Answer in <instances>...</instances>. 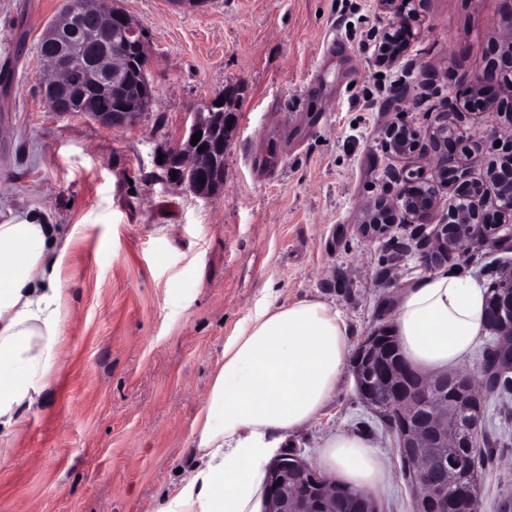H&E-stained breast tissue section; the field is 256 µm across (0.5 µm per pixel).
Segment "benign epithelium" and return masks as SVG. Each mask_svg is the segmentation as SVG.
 Segmentation results:
<instances>
[{"instance_id": "obj_1", "label": "benign epithelium", "mask_w": 512, "mask_h": 512, "mask_svg": "<svg viewBox=\"0 0 512 512\" xmlns=\"http://www.w3.org/2000/svg\"><path fill=\"white\" fill-rule=\"evenodd\" d=\"M425 0H378L379 9L393 14L395 21L384 32L378 53V63L382 66L396 64L410 42L418 35L421 6ZM500 16L507 33L496 43L483 50L479 56L474 81L464 92V98L448 105V111L437 115L436 124L429 133V142L434 156L439 161L438 178L426 182L430 191L412 201L407 200V189L422 182L418 176H409L399 189L396 202L390 203L383 197L370 202L362 211L360 233L367 238L383 236L393 224H415L419 227L431 220L438 204L442 189L451 188L456 203L448 207V212L432 235L420 236L416 248L425 268L435 270L454 254L464 252L472 241L458 234L460 224H478L485 227L482 241L495 238L498 244L503 238L496 236L501 227L503 215L512 212V136L497 147L495 159L487 167L483 178L471 176L468 168L461 165L456 157V147L460 142V119L463 115L480 112L487 115L512 108V0H499ZM92 27L117 31L122 35V45L112 50V55H94L83 51L81 40L69 39L72 30L79 32ZM43 41L53 44L54 62L43 68V97L49 111L63 114L65 106L82 97L110 94L112 97L125 95L122 86L110 87L101 82L96 73L99 70L119 71L126 63L127 51L132 50L141 57L144 71H149L150 57L143 24L130 17L113 0H78V6L62 12L57 21L47 28ZM236 99L224 97L223 104L215 112H194L182 141L164 152L162 167L163 180L173 186L183 187L192 194L206 198L209 193L196 189L205 183L217 194L224 188V155L236 129ZM101 128L112 130L136 124L140 117L137 112H89ZM231 125L224 129L223 136H216L217 126ZM202 132L197 144H191L192 136ZM385 150L394 157H408L421 146V133L402 119L386 125L383 131ZM205 147L199 151V147ZM485 185L486 196L471 203L466 209L458 208V202L474 196L477 185ZM364 346L372 350L367 373L382 366L384 353L374 342V336L366 338ZM484 364H479L478 374L459 373L455 376L460 394L468 401H477L484 394L479 387L483 383ZM386 379L399 388V396L394 399L399 427L395 430L399 451L406 454L414 466L413 512H422L421 505H429L438 497L441 488L453 476L456 463L438 461L429 453L434 447V430L447 413V405L440 402L428 409L426 420L418 421L417 404L427 397V389L436 378H424L417 382L414 374L402 367L390 366L383 371ZM310 469L311 466L298 453H284L273 461L269 473L267 512H285L280 494L281 484L288 476V460ZM318 483L319 502L313 503L302 497V512H336L334 483L317 471L312 470Z\"/></svg>"}]
</instances>
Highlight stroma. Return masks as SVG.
<instances>
[{"label": "stroma", "mask_w": 512, "mask_h": 512, "mask_svg": "<svg viewBox=\"0 0 512 512\" xmlns=\"http://www.w3.org/2000/svg\"><path fill=\"white\" fill-rule=\"evenodd\" d=\"M66 0H0V223L47 213L73 242L62 278L58 360L20 430L0 437V512H152L177 469L226 340L262 304L318 298L353 344L390 323L425 275L411 229L377 239L361 210L395 200L408 170L433 176L429 146L396 158L387 123L428 132L503 34L498 0H426L422 32L392 66L376 61L391 14L376 0H119L146 28L155 104L108 131L49 112L38 46ZM339 36L343 52L329 49ZM233 90L237 132L224 190L162 184L158 158L190 112ZM512 112L467 115L459 156L481 176L490 128ZM512 264L494 243L453 256L490 286ZM482 431L503 437L481 477L484 512L512 508V397L489 401ZM339 431L367 435L387 467L380 512H411L395 439L345 375L326 413L289 437L313 468Z\"/></svg>", "instance_id": "35a3bbf8"}]
</instances>
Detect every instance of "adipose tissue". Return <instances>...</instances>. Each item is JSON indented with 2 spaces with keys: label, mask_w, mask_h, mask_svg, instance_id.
Here are the masks:
<instances>
[{
  "label": "adipose tissue",
  "mask_w": 512,
  "mask_h": 512,
  "mask_svg": "<svg viewBox=\"0 0 512 512\" xmlns=\"http://www.w3.org/2000/svg\"><path fill=\"white\" fill-rule=\"evenodd\" d=\"M72 239L38 214L0 224V431L19 430L58 358L62 272ZM487 290L451 270L421 276L399 295L391 327L417 372L460 365L486 329ZM342 314L302 299L255 308L224 345L191 429L190 474L152 512H264L277 448L319 420L350 363ZM323 466L346 487L374 492L385 478L373 444L328 437Z\"/></svg>",
  "instance_id": "1"
}]
</instances>
